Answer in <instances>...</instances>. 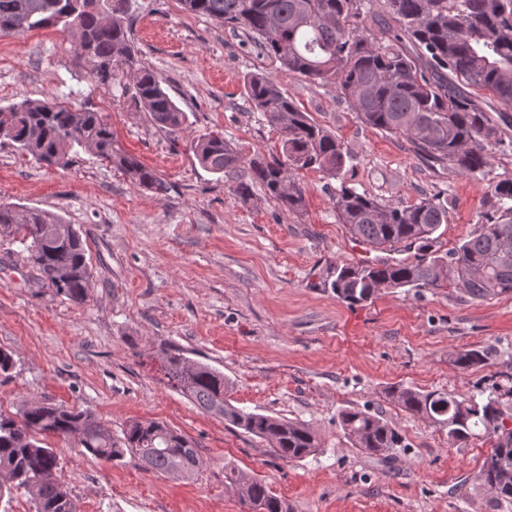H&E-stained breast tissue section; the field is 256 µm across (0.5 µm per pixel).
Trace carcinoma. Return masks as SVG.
I'll return each instance as SVG.
<instances>
[{
    "mask_svg": "<svg viewBox=\"0 0 512 512\" xmlns=\"http://www.w3.org/2000/svg\"><path fill=\"white\" fill-rule=\"evenodd\" d=\"M133 0H0V37L54 28L73 38L78 64L91 80L122 86L139 112L174 139L187 113L164 90L162 78L140 64L131 40ZM183 8L236 32L245 31L260 55L307 81L329 86L368 127L405 137L412 152L443 168L482 176L498 153L512 151L495 113L512 109V0H180ZM251 107L281 134L282 156L242 159L221 133L197 139L193 151L205 170L231 182L242 201L261 187L278 206L303 209L305 192L294 172L318 169L340 180L338 223L352 238L377 250L415 249L411 260L338 264L325 283L340 301L367 305L385 290L421 292L448 283L475 300L512 294V178L490 184L476 230L454 248H437L448 223V199L437 192L419 203L395 206L340 179L350 154L327 128L300 110L271 79L245 76ZM486 90L489 97L479 95ZM0 139L47 167L65 168L72 155L89 151L140 187L165 193L168 184L125 151L102 113L56 101L24 100L0 109ZM0 240L19 243L38 281L69 301L88 295L91 268L80 230L53 212L0 203ZM487 352L462 349L455 363L482 367ZM171 386L225 424L266 442L279 458L298 460L318 451L309 424L235 406L224 373L194 362L182 349L163 351ZM390 397L406 412L448 429V441L464 442L482 428L493 439L479 479L499 502L512 503V414L481 390L461 400L447 391L396 387ZM345 437L356 448L387 457L403 436L377 413L343 409ZM78 438L88 453L107 462L131 456L146 469L183 479L202 467L197 442L157 420H135L114 437L92 413L29 402L19 414L0 411V500L24 490L34 512H77L57 479L56 449L44 436ZM224 478L250 512H291L256 474L224 467Z\"/></svg>",
    "mask_w": 512,
    "mask_h": 512,
    "instance_id": "obj_1",
    "label": "carcinoma"
}]
</instances>
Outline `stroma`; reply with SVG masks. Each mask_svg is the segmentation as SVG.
<instances>
[{
    "label": "stroma",
    "instance_id": "obj_1",
    "mask_svg": "<svg viewBox=\"0 0 512 512\" xmlns=\"http://www.w3.org/2000/svg\"><path fill=\"white\" fill-rule=\"evenodd\" d=\"M132 39L188 115L178 139L131 109L120 87L92 83L69 37L49 28L0 38V107L54 98L102 112L122 146L170 185L163 195L145 190L85 151L56 169L0 144V202L75 224L92 270L89 296L76 305L38 282L19 244H0V349L15 361L0 375V410L16 413L26 400L74 406L116 435L132 420L156 419L195 439L203 460L187 481L50 437L79 512H243L224 484L228 463L257 473L293 512H512L478 479L493 444L484 430L450 443L446 429L389 396L395 386L460 399L494 389L512 411V295L398 289L349 306L325 286L335 264L408 251L353 242L336 219L338 180L322 171H297L306 204L288 213L260 191L237 199L192 145L219 131L246 160L277 150L279 133L246 101L245 75L262 73L341 139L350 186L400 206L442 192L441 250L475 230L489 179L430 167L405 137L363 125L334 89L281 69L179 0H138ZM169 345L223 372L237 407L307 422L318 451L283 460L191 403L161 370ZM467 348L487 350L486 365L457 367ZM345 408L380 413L404 447L384 459L352 447L337 419Z\"/></svg>",
    "mask_w": 512,
    "mask_h": 512
}]
</instances>
